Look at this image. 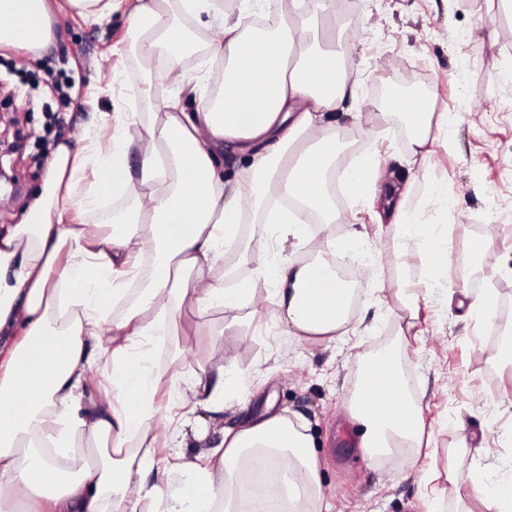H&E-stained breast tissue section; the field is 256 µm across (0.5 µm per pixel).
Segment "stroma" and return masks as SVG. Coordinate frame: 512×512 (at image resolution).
Here are the masks:
<instances>
[{
	"label": "stroma",
	"mask_w": 512,
	"mask_h": 512,
	"mask_svg": "<svg viewBox=\"0 0 512 512\" xmlns=\"http://www.w3.org/2000/svg\"><path fill=\"white\" fill-rule=\"evenodd\" d=\"M52 37L34 54L0 48V99L10 124L0 137L18 143L0 165L15 176V192L0 196V224L18 223L44 176L46 157L65 142L81 143L85 128L116 112H136L152 88L131 47L123 10L91 23L66 0H53ZM336 46L354 50L355 94L337 112L343 151L338 168L358 156L375 157L377 185L354 194L334 185L342 218L317 224L335 239L317 252L313 238L289 248L288 258H315L358 273L352 313L361 330L308 339L287 335L272 317L274 285L254 255L232 259L224 285L247 283L252 300L199 320L192 309L161 337L153 355L160 370H177L163 389L152 428L167 436L164 457L211 451L217 432L263 412L300 415L313 435L325 512H482L464 484L448 480V466L472 461L492 470L512 468V368L502 366L481 322L466 318L462 288L478 293L497 280L499 304L512 305V13L500 0H344L333 20ZM401 80L427 106L458 112L459 123L438 134L424 162L409 164L406 125L378 119L379 87ZM453 200H430L431 182ZM397 184L407 205L448 240V267L425 273L420 247L401 250L384 213L381 189ZM360 230L362 240L351 238ZM481 242L472 261L468 244ZM387 347L419 406L429 446L409 455L369 458L360 452L361 426L350 405L364 366ZM232 364L243 384L228 382L222 415L193 405L191 374L199 365ZM479 448L478 459H455L456 419Z\"/></svg>",
	"instance_id": "35a3bbf8"
}]
</instances>
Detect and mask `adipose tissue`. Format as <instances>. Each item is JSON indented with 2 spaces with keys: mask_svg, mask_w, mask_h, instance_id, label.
<instances>
[{
  "mask_svg": "<svg viewBox=\"0 0 512 512\" xmlns=\"http://www.w3.org/2000/svg\"><path fill=\"white\" fill-rule=\"evenodd\" d=\"M335 0H279L262 33L221 16L222 35L207 46L226 63L216 96L195 111L178 99L148 100L139 132L133 114L87 129L75 148L58 144L19 223L0 225V490L17 512H247L254 497L242 475L251 458L287 471L256 512H321L322 481L313 442L300 418L266 412L226 428L210 455L171 463L147 435L160 388L175 378L153 370L145 351L176 325L184 302L198 317L236 309L252 298L228 288L216 270L242 224H263L279 244L300 245L309 220L335 223L326 189L342 148L333 125L353 95L349 52L319 45L318 23ZM213 0H136L128 13L134 50L146 74L198 88L177 69L193 50L189 21L211 14ZM48 0H0V47L44 48ZM383 119H407L411 158H426L432 129L455 120L418 99L397 95ZM246 161L245 190L224 175V154ZM131 200L114 214L105 195ZM401 248L422 246L428 266L448 264L446 240L406 208L396 188L383 192ZM257 256L273 279V316L299 337L334 336L351 320L353 290L319 261L300 264L259 238ZM109 323L111 338L100 328ZM232 367L192 375L206 412L224 409ZM97 380L106 408L84 405ZM367 456L421 445L418 406L407 397L395 356L378 351L352 406ZM471 493L484 512H512V475L473 473Z\"/></svg>",
  "mask_w": 512,
  "mask_h": 512,
  "instance_id": "ef3b65f1",
  "label": "adipose tissue"
}]
</instances>
